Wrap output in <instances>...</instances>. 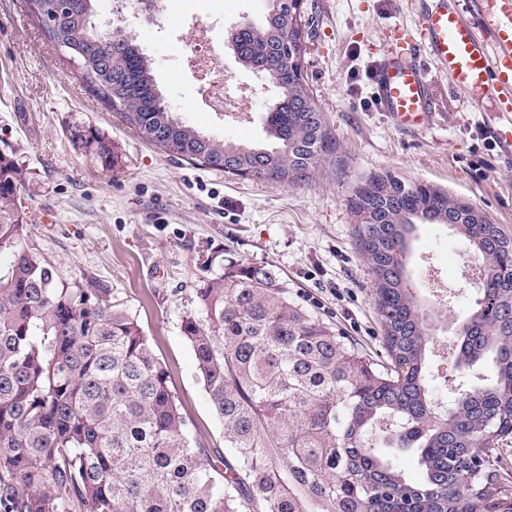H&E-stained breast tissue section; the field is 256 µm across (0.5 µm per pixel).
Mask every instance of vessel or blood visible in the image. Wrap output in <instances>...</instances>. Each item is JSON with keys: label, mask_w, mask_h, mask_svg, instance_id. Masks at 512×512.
I'll use <instances>...</instances> for the list:
<instances>
[{"label": "vessel or blood", "mask_w": 512, "mask_h": 512, "mask_svg": "<svg viewBox=\"0 0 512 512\" xmlns=\"http://www.w3.org/2000/svg\"><path fill=\"white\" fill-rule=\"evenodd\" d=\"M482 11L498 9L501 19L484 35L446 0H431L417 17L415 38L387 42L374 74L383 111L402 128L426 126L436 104L433 82L417 55L427 51L440 73L471 100L489 91L512 101V0H476Z\"/></svg>", "instance_id": "1"}]
</instances>
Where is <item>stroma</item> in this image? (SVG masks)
<instances>
[{
    "instance_id": "stroma-1",
    "label": "stroma",
    "mask_w": 512,
    "mask_h": 512,
    "mask_svg": "<svg viewBox=\"0 0 512 512\" xmlns=\"http://www.w3.org/2000/svg\"><path fill=\"white\" fill-rule=\"evenodd\" d=\"M254 0H172L169 12L146 18L135 0L115 13L114 0H95L98 23L135 31L156 61L158 87L181 121L217 139L258 144L273 95L264 78L246 70L227 46L238 22H260ZM421 0H304L312 17L304 69L325 124L340 145V164H327L308 182L283 185L243 179L191 165L142 139L95 99L75 68L47 43L25 0H0V153L23 169L19 202L42 223L28 240L62 280L89 275L113 302L125 304L168 369L200 447H224L181 333L195 290L221 273L225 259L274 266L290 297L355 339L374 360L386 359L372 299V275L358 252L347 199L363 178L393 171L401 178L445 188L470 200L512 233V153L490 137L503 104L496 94L478 102L436 74L438 107L429 125L395 126L378 105L372 75L381 45L394 33L414 34ZM208 23L216 66L230 80L237 115L209 112L193 73L179 59ZM95 126L112 139L120 163L110 171L75 150L67 127ZM214 257L196 260L200 245ZM413 277L423 294L431 278L444 285L448 319L438 330L452 339L450 321L473 306L467 271L473 255L441 224L418 225Z\"/></svg>"
}]
</instances>
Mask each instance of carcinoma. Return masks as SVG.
<instances>
[{
	"instance_id": "cac0c4a2",
	"label": "carcinoma",
	"mask_w": 512,
	"mask_h": 512,
	"mask_svg": "<svg viewBox=\"0 0 512 512\" xmlns=\"http://www.w3.org/2000/svg\"><path fill=\"white\" fill-rule=\"evenodd\" d=\"M94 0H69L45 39L96 81L92 93L149 143L229 176L286 185L312 179L337 153L328 130L298 119L317 106L305 73L277 87L265 117L267 142L217 140L176 116L158 92L149 59L130 36L94 22ZM299 0H269L235 48L242 65L274 77ZM70 140L110 170L112 140L74 122ZM22 169L0 153V512H489L512 499L491 474L496 444L512 434V236L498 224H457L479 255L494 305L455 322L454 361L492 375L448 400L429 374L440 336L406 273L407 214L433 211L443 224L457 198L390 171L362 180L347 199L370 266L387 362L310 314L280 286L273 266L230 259L196 289L181 332L209 403L224 428V452L193 446L191 422L167 369L129 309L91 276L58 280L27 241L17 207ZM414 460L411 479L400 464Z\"/></svg>"
}]
</instances>
